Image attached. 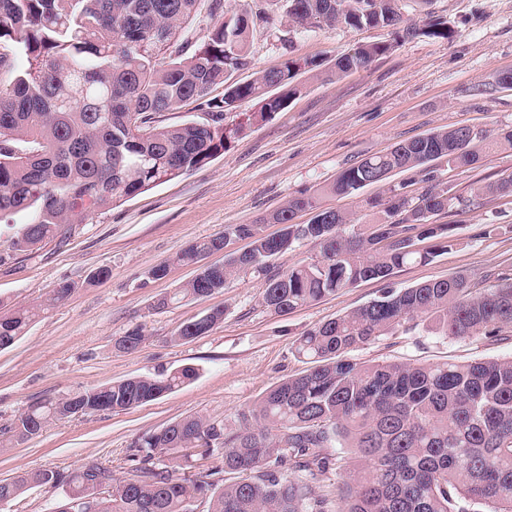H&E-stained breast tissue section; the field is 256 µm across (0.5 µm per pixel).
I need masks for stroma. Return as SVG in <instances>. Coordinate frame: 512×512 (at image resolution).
Here are the masks:
<instances>
[{
    "label": "stroma",
    "instance_id": "stroma-1",
    "mask_svg": "<svg viewBox=\"0 0 512 512\" xmlns=\"http://www.w3.org/2000/svg\"><path fill=\"white\" fill-rule=\"evenodd\" d=\"M447 20L454 35L417 36L390 54L330 82L298 75L302 86L287 107L266 122L248 124L231 148L205 167L161 183L104 213L85 217L64 241L32 253H13L10 239L26 223L18 215L0 223V314L19 307L42 312L10 347L0 349V429L36 402L182 366L197 378L159 399L112 412L53 421L33 438L0 447V480L43 469L68 471L88 460L126 477L137 439L188 415L229 419L305 365L295 340L314 325L346 314L387 288H407L461 272L473 278L512 273V196H489L476 208L433 216L451 224L460 243L426 264H410L386 280H368L279 316L260 304L263 282L243 275L200 301L156 312L153 303L193 275L172 264L176 252L223 232L228 224L263 222L289 199L312 193L362 158L395 143L453 125L488 132L512 127V88L494 84L512 70V0H432L406 8L404 22L419 28ZM391 29L289 32L277 20L272 36L256 44L255 67L276 69L286 59L330 60L356 43L388 41ZM394 40V39H393ZM450 195L468 197L473 186L512 174V150H492L476 168L432 163ZM500 226L485 235L484 227ZM168 264L166 277L150 271ZM100 269L110 276L90 285ZM76 289L64 303L45 302L61 283ZM224 311L208 334L180 344L170 337L183 322ZM146 341L121 353L114 342L134 327ZM512 356V338L445 339L425 332L397 333L357 347L348 357L364 365L468 363Z\"/></svg>",
    "mask_w": 512,
    "mask_h": 512
}]
</instances>
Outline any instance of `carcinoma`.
I'll use <instances>...</instances> for the list:
<instances>
[{
    "label": "carcinoma",
    "instance_id": "cac0c4a2",
    "mask_svg": "<svg viewBox=\"0 0 512 512\" xmlns=\"http://www.w3.org/2000/svg\"><path fill=\"white\" fill-rule=\"evenodd\" d=\"M279 12L295 30L342 26L396 27L393 0H0V216L25 214L28 223L12 251L31 252L64 239L85 216L110 210L153 186L199 169L224 154L244 126L224 127V112L242 101L257 108L248 120L266 122L301 91L298 73L339 79L391 52L388 41L359 44L325 67L316 59H287L277 70H252L254 32ZM447 40L436 20L426 29L397 31ZM28 67L18 70L16 58ZM252 70L241 82L236 74ZM224 87L220 99L211 96ZM192 101L206 118L164 124L160 116ZM440 129L401 141L342 171L313 194L293 198L265 221L284 225L277 237L256 224H227L171 259L195 258L250 240L201 279L192 278L156 308L199 300L244 274L264 279L262 304L283 315L361 281L385 279L412 263H427L459 244L449 224L432 216L455 204L478 206L488 195L512 194V175L478 184L455 198L435 182L427 164H477L489 149L512 150V127L493 134ZM422 175L412 196L393 172ZM386 186V200H370L373 223L357 228L352 214L325 198ZM310 211L306 224L297 213ZM309 243L310 261L282 271L275 258ZM36 316L28 308L0 315V345L13 344ZM224 311L180 325L171 340L208 334ZM439 336L466 339L512 333V273L481 287L466 274L389 288L377 299L319 324L296 339L294 354L308 368L269 389L230 421L188 415L133 445L129 476L112 495L90 497L112 469L88 460L71 471L42 470L0 482V500L14 501L28 486L67 485L87 497V512H512V357L467 364L360 365L351 349L420 324ZM146 336L135 327L120 337L122 352ZM197 376L183 366L135 376L80 393L91 412L124 411L155 400ZM68 418L63 399L32 404L8 428L24 441L52 420ZM350 448L358 465L344 469L334 495L310 480L336 469L330 449ZM183 458L195 473L178 477L162 458ZM233 476L226 481L224 475Z\"/></svg>",
    "mask_w": 512,
    "mask_h": 512
}]
</instances>
